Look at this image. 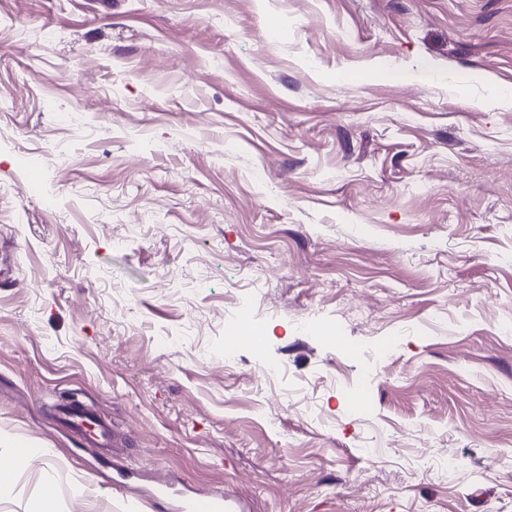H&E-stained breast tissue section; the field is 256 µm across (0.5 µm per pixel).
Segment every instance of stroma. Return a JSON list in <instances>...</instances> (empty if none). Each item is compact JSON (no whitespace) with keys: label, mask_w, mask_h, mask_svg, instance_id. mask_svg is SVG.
<instances>
[{"label":"stroma","mask_w":512,"mask_h":512,"mask_svg":"<svg viewBox=\"0 0 512 512\" xmlns=\"http://www.w3.org/2000/svg\"><path fill=\"white\" fill-rule=\"evenodd\" d=\"M509 87L512 0H0V512H512ZM63 414L70 427L76 431H81L85 427L95 426L97 433L95 436L101 442H105L108 437L109 430L107 425L89 410L79 407L75 401H70L63 405ZM26 455H30L23 448H16L11 453L0 455V494H4V491H9L11 488V476L19 469L23 464V458ZM244 504L233 497L206 493L185 499L179 506L182 512H243Z\"/></svg>","instance_id":"stroma-1"}]
</instances>
